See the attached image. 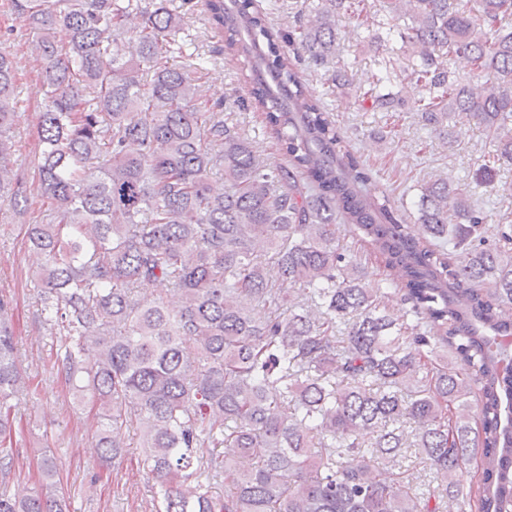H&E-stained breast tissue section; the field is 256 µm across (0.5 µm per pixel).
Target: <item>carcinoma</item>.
I'll return each instance as SVG.
<instances>
[{"label": "carcinoma", "mask_w": 512, "mask_h": 512, "mask_svg": "<svg viewBox=\"0 0 512 512\" xmlns=\"http://www.w3.org/2000/svg\"><path fill=\"white\" fill-rule=\"evenodd\" d=\"M4 6L36 34L30 48L45 67L30 182L12 162L18 56L0 46V205L42 202L27 241L57 371L101 410L104 461L122 457V429L136 426L158 487L152 512H442L446 499L512 512V376L498 370L512 360V225L485 239L490 215L440 178L420 186L417 220L452 251L415 238L364 192L367 175L291 60L332 63L340 21L354 18L377 42H401L413 64L391 61L366 87L343 64L342 88L397 112L393 83L413 84L448 144L477 126L498 165L512 166V0H384L383 19L374 0H289L287 33L252 0L232 13L206 0L245 56L282 163L259 161L236 125L204 109L201 62L170 63L183 44L168 0ZM127 37L136 58L125 56ZM458 57L470 66L462 76ZM339 218L382 257L385 289L364 286L336 237ZM162 281L172 298L136 294ZM389 291L405 313L382 305ZM450 351L464 371L448 367ZM25 390L0 299L4 482L17 458L13 401ZM410 448L429 482L407 479ZM473 460L474 483L463 472ZM204 477L229 491L211 494ZM0 512H68L53 457L36 486L0 493Z\"/></svg>", "instance_id": "1"}]
</instances>
